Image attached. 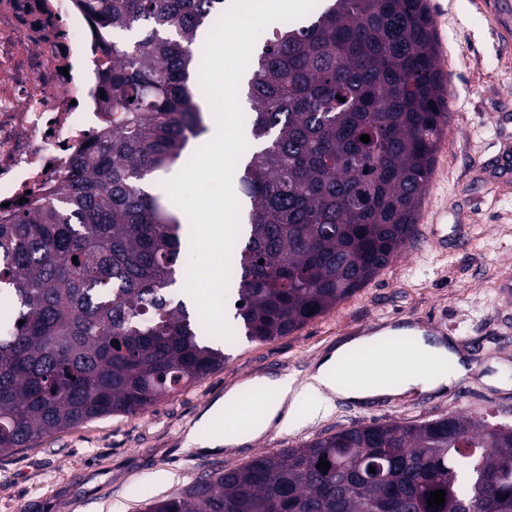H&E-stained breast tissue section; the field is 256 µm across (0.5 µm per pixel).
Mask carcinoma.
<instances>
[{
  "label": "carcinoma",
  "mask_w": 512,
  "mask_h": 512,
  "mask_svg": "<svg viewBox=\"0 0 512 512\" xmlns=\"http://www.w3.org/2000/svg\"><path fill=\"white\" fill-rule=\"evenodd\" d=\"M96 3L100 25L120 30L107 45L112 136L39 209L0 223L11 308L0 453L142 414L224 365L217 339L170 293L186 214L144 184L207 130L198 33L233 2ZM437 47L428 0H321L309 24L272 27L247 82L238 182L249 223L229 274L249 339L323 315L414 239L449 122ZM146 512H512V427L462 414L373 421L206 474Z\"/></svg>",
  "instance_id": "cac0c4a2"
}]
</instances>
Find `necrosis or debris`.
I'll use <instances>...</instances> for the list:
<instances>
[{"label": "necrosis or debris", "instance_id": "4bbe7bcc", "mask_svg": "<svg viewBox=\"0 0 512 512\" xmlns=\"http://www.w3.org/2000/svg\"><path fill=\"white\" fill-rule=\"evenodd\" d=\"M91 0H0V220L33 210L112 131Z\"/></svg>", "mask_w": 512, "mask_h": 512}]
</instances>
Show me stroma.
<instances>
[{
	"mask_svg": "<svg viewBox=\"0 0 512 512\" xmlns=\"http://www.w3.org/2000/svg\"><path fill=\"white\" fill-rule=\"evenodd\" d=\"M438 25L449 123L423 204L443 210L366 287L290 335L265 343L237 336L223 367L138 416H109L55 432L0 455V512H144L151 501L201 474L244 466L257 454L293 448L372 421H415L451 413L495 416L512 425V40L497 34L491 0H428ZM422 318L454 337L477 371L452 391L364 403L337 402L311 420L217 452L188 449L190 428L223 433L201 417L234 386L231 414L256 416V376L304 381L313 362L342 340L386 321Z\"/></svg>",
	"mask_w": 512,
	"mask_h": 512,
	"instance_id": "35a3bbf8",
	"label": "stroma"
}]
</instances>
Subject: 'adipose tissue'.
<instances>
[{
    "label": "adipose tissue",
    "instance_id": "1",
    "mask_svg": "<svg viewBox=\"0 0 512 512\" xmlns=\"http://www.w3.org/2000/svg\"><path fill=\"white\" fill-rule=\"evenodd\" d=\"M392 333V327L384 326L337 344L312 364L302 383L285 376L251 379V387L266 394L260 406L261 423L225 431L223 437L209 440V447H230L256 440L269 429H284L296 408L305 401L310 404L311 417L316 418L329 412L340 400L363 401L378 396H401L418 389H449L467 377L469 369L465 358L453 340L434 336L415 326L410 330L414 338L411 358L390 359L389 370L370 374L356 383L349 382L342 368L348 356L381 347Z\"/></svg>",
    "mask_w": 512,
    "mask_h": 512
}]
</instances>
